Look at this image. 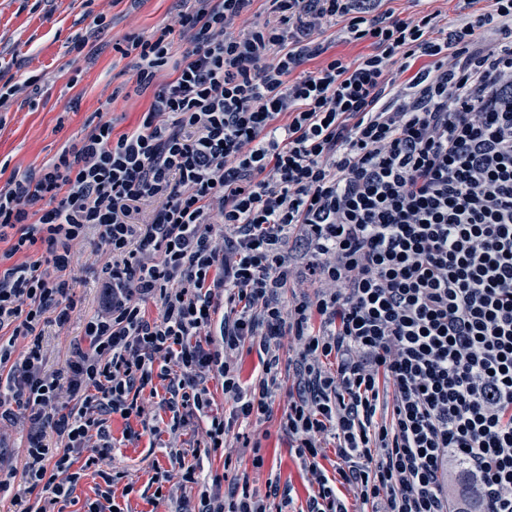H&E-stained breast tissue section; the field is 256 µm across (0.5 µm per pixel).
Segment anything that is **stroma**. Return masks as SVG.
Segmentation results:
<instances>
[{
  "label": "stroma",
  "mask_w": 512,
  "mask_h": 512,
  "mask_svg": "<svg viewBox=\"0 0 512 512\" xmlns=\"http://www.w3.org/2000/svg\"><path fill=\"white\" fill-rule=\"evenodd\" d=\"M179 7V0H0V84L21 86L9 107L0 110V187L11 176L38 172L64 144L80 139L98 113L108 114L116 132L136 126L149 98L115 95V88L133 83L135 71L113 46L173 23ZM94 13L105 16L104 28L93 27ZM78 41L85 44L79 56L72 50ZM32 75L40 78L34 96L23 86ZM80 247L88 263L76 272L70 322L61 329L48 319L42 326L43 370L50 376L65 370L71 345L82 340L86 320L101 305L99 282L108 256L95 251L90 239ZM281 381L270 416L241 426L236 447L204 462L193 453L205 441L206 424L196 417H189L174 437L170 412L157 410L150 430L139 419L109 415L111 458L104 462L96 448L79 449L77 464L84 476L63 503L64 512H86L107 485L118 512H174L181 501L199 512L203 495L213 493L218 483L247 484L273 506L279 496H290L294 512H302L311 492L308 474L279 431L294 379L285 374ZM31 432L23 417L0 427V469L22 472ZM176 447L183 451L178 460L171 456ZM196 463L203 466L196 482L175 479L160 489L152 482L156 469L176 471ZM273 484L279 489L275 498L268 495Z\"/></svg>",
  "instance_id": "obj_1"
}]
</instances>
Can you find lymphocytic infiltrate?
<instances>
[{"instance_id": "lymphocytic-infiltrate-1", "label": "lymphocytic infiltrate", "mask_w": 512, "mask_h": 512, "mask_svg": "<svg viewBox=\"0 0 512 512\" xmlns=\"http://www.w3.org/2000/svg\"><path fill=\"white\" fill-rule=\"evenodd\" d=\"M253 2L196 0L128 38L151 96L139 124L98 121L0 187V329L30 340L17 360L0 343V424L23 412L38 431L26 491L66 501L75 451L95 438L109 455L104 413L143 417L158 380L174 427L191 409L204 455L229 447L270 414L286 348L297 390L279 428L309 473L306 512H462L459 464L481 512H512V0H461L448 28L384 0H265L260 20ZM339 18L370 53L327 54L316 36ZM89 228L110 256L102 309L50 377L39 326L69 323ZM219 313L221 345L202 342ZM246 347L261 364L248 385ZM211 380L228 416L208 412ZM330 443L332 477L317 461ZM201 505L266 512L246 488Z\"/></svg>"}]
</instances>
